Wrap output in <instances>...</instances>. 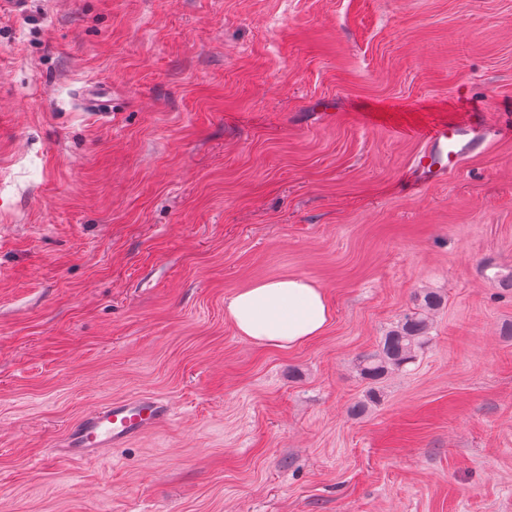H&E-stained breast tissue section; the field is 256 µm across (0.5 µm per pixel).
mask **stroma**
I'll list each match as a JSON object with an SVG mask.
<instances>
[{"mask_svg":"<svg viewBox=\"0 0 512 512\" xmlns=\"http://www.w3.org/2000/svg\"><path fill=\"white\" fill-rule=\"evenodd\" d=\"M461 90L501 133L416 185ZM291 275L324 334L239 336ZM141 394L174 418L56 454ZM0 512H512V0H0ZM226 314L237 333L258 344L293 347L319 336L331 319L322 288L300 276L255 282L235 293ZM427 334L425 318L407 316L383 337L377 350L361 358L358 364L360 375L375 382L404 368L413 362L416 350L427 342Z\"/></svg>","mask_w":512,"mask_h":512,"instance_id":"stroma-1","label":"stroma"}]
</instances>
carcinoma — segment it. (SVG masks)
Wrapping results in <instances>:
<instances>
[{
    "instance_id": "carcinoma-1",
    "label": "carcinoma",
    "mask_w": 512,
    "mask_h": 512,
    "mask_svg": "<svg viewBox=\"0 0 512 512\" xmlns=\"http://www.w3.org/2000/svg\"><path fill=\"white\" fill-rule=\"evenodd\" d=\"M428 340V323L425 318L410 315L383 337L374 352L361 358L360 375L378 381L389 373L413 362L415 352Z\"/></svg>"
}]
</instances>
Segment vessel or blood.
Listing matches in <instances>:
<instances>
[{
    "label": "vessel or blood",
    "instance_id": "obj_1",
    "mask_svg": "<svg viewBox=\"0 0 512 512\" xmlns=\"http://www.w3.org/2000/svg\"><path fill=\"white\" fill-rule=\"evenodd\" d=\"M420 149L411 174L418 184L445 182L459 174L467 160L488 144L491 133L481 114L417 129ZM172 405L162 399L137 396L100 405L72 426L61 453L91 459L106 448H120L136 436L172 419Z\"/></svg>",
    "mask_w": 512,
    "mask_h": 512
}]
</instances>
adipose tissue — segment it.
I'll return each mask as SVG.
<instances>
[{
  "instance_id": "1",
  "label": "adipose tissue",
  "mask_w": 512,
  "mask_h": 512,
  "mask_svg": "<svg viewBox=\"0 0 512 512\" xmlns=\"http://www.w3.org/2000/svg\"><path fill=\"white\" fill-rule=\"evenodd\" d=\"M226 314L237 333L250 341L290 348L323 333L331 307L324 290L311 280L283 276L238 291Z\"/></svg>"
}]
</instances>
